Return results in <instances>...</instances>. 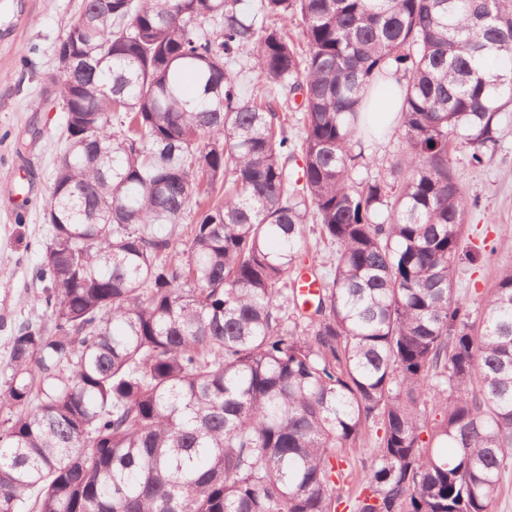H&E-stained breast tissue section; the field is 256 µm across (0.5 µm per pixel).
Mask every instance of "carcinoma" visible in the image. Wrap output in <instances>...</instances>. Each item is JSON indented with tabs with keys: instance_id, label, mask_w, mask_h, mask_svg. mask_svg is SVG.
<instances>
[{
	"instance_id": "cac0c4a2",
	"label": "carcinoma",
	"mask_w": 512,
	"mask_h": 512,
	"mask_svg": "<svg viewBox=\"0 0 512 512\" xmlns=\"http://www.w3.org/2000/svg\"><path fill=\"white\" fill-rule=\"evenodd\" d=\"M62 39L91 67L46 78L68 106L35 271L50 325L21 326L0 369V512H490L512 463V269L476 330L454 284L479 200L449 147L475 167L500 147L512 7L82 0ZM391 79L402 150L357 182ZM185 220L182 249L155 230ZM310 223L336 253L302 314L282 286L315 271Z\"/></svg>"
}]
</instances>
